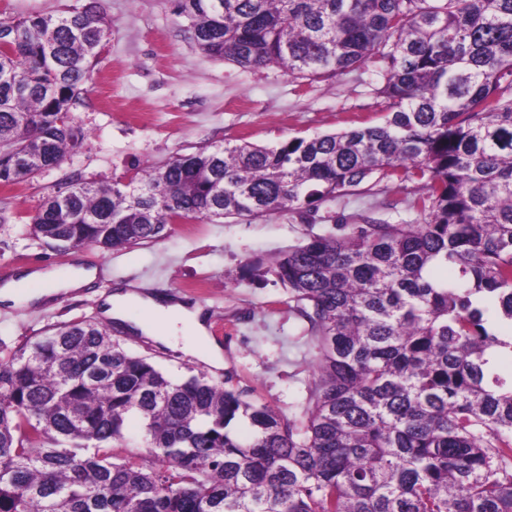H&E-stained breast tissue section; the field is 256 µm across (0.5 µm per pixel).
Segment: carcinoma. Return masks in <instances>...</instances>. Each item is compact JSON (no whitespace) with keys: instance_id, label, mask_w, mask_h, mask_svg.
I'll return each mask as SVG.
<instances>
[{"instance_id":"cac0c4a2","label":"carcinoma","mask_w":512,"mask_h":512,"mask_svg":"<svg viewBox=\"0 0 512 512\" xmlns=\"http://www.w3.org/2000/svg\"><path fill=\"white\" fill-rule=\"evenodd\" d=\"M177 6L211 58L371 73L384 121L67 185L30 216L36 238L118 252L180 221L303 213L382 182L417 184L420 220L276 257L317 348L300 419L226 387L230 369L171 378L90 319L0 357V512H512V382L496 373L512 337L494 324L512 322V0ZM106 35L94 5L0 20L1 185L82 147L69 112Z\"/></svg>"}]
</instances>
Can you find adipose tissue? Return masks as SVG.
Instances as JSON below:
<instances>
[{"label":"adipose tissue","instance_id":"adipose-tissue-1","mask_svg":"<svg viewBox=\"0 0 512 512\" xmlns=\"http://www.w3.org/2000/svg\"><path fill=\"white\" fill-rule=\"evenodd\" d=\"M131 306L140 308L143 318L128 319L126 312ZM103 312L114 321L130 323L134 333L170 348L183 347L214 368L224 366V350L210 336L198 306L156 292L120 289L106 298Z\"/></svg>","mask_w":512,"mask_h":512}]
</instances>
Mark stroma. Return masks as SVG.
Here are the masks:
<instances>
[{"mask_svg": "<svg viewBox=\"0 0 512 512\" xmlns=\"http://www.w3.org/2000/svg\"><path fill=\"white\" fill-rule=\"evenodd\" d=\"M89 0H0V19L62 15ZM108 34L92 83L73 106L72 121L90 131L83 147L57 168L17 190L0 186V283L38 267L64 271L102 268L88 288L30 306L0 303V340L12 348L40 336L47 325L101 318L103 295L146 282L153 289L200 304L211 336L223 337L233 387L287 415L300 414L313 382L316 349L288 307V292L272 261L310 234L370 217L414 222L404 204L413 188L376 186L307 214L277 212L246 219L190 220L156 243L106 253L93 246L61 250L26 230L27 216L66 181L112 182L206 146L250 142L272 146L292 137L376 124L384 113L372 77L351 73L313 82L280 68H243L197 50L177 0H101ZM113 338L155 362L168 375L197 373L196 358L121 330Z\"/></svg>", "mask_w": 512, "mask_h": 512, "instance_id": "1", "label": "stroma"}]
</instances>
